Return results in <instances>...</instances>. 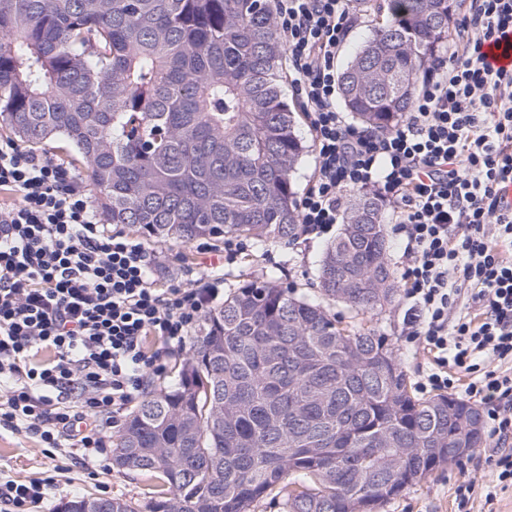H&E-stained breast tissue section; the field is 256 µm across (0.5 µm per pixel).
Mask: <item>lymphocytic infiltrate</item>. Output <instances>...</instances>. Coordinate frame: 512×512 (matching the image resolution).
Here are the masks:
<instances>
[{
	"label": "lymphocytic infiltrate",
	"instance_id": "1",
	"mask_svg": "<svg viewBox=\"0 0 512 512\" xmlns=\"http://www.w3.org/2000/svg\"><path fill=\"white\" fill-rule=\"evenodd\" d=\"M448 42L395 129L347 123L336 61L361 21L354 0H279L289 84L313 134L314 177L299 201L303 234L342 217L349 190L396 213L408 308L404 321L432 360L431 388L482 409L500 483L512 484V73L484 47L512 35V0H466ZM0 428L47 448L103 454L105 417L132 404L162 355L186 347L221 280L159 287L156 257L101 224L82 180L52 157L0 138ZM165 354H147V337ZM49 352L47 362L34 357ZM490 370H482V363ZM42 480L0 482V512H31Z\"/></svg>",
	"mask_w": 512,
	"mask_h": 512
}]
</instances>
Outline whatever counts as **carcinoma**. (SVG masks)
<instances>
[{
  "label": "carcinoma",
  "mask_w": 512,
  "mask_h": 512,
  "mask_svg": "<svg viewBox=\"0 0 512 512\" xmlns=\"http://www.w3.org/2000/svg\"><path fill=\"white\" fill-rule=\"evenodd\" d=\"M278 0H0V123L58 141L85 165L106 224L160 241L244 237L256 254L299 237L300 109L284 93ZM343 63L339 95L388 130L448 37L450 0H385ZM387 214L353 196L298 294L279 268L207 311L175 379L148 392L112 464L159 479L146 505L112 512H355L418 484L480 409L414 395L388 338L341 326L394 293Z\"/></svg>",
  "instance_id": "1"
}]
</instances>
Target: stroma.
<instances>
[{
	"instance_id": "stroma-1",
	"label": "stroma",
	"mask_w": 512,
	"mask_h": 512,
	"mask_svg": "<svg viewBox=\"0 0 512 512\" xmlns=\"http://www.w3.org/2000/svg\"><path fill=\"white\" fill-rule=\"evenodd\" d=\"M143 243L148 251L162 256L155 278L163 286L191 280L208 281L220 276L225 287L229 288L264 264L282 267L286 282L297 291L306 292L315 286L311 262L327 240L320 237L297 242L286 249L273 247L259 258L249 252L221 271L212 269L194 245H178L149 237L144 238ZM406 309L405 295L401 292L375 316L356 313L341 303L332 307L343 322L372 327L377 333L388 336L410 382L416 383L430 374L432 366L428 354L418 342L403 334ZM494 446L492 439L483 438L481 444L460 461L436 469L425 481L382 503L375 512H458L455 488L460 482L472 478L480 487L496 486L497 472L488 461ZM8 479H39L52 485L50 498L38 512H57L62 503L82 492L144 503L154 491L151 480L137 473L112 466L104 469L85 466L80 460L61 454L51 456L44 453L37 439L0 429V480Z\"/></svg>"
}]
</instances>
